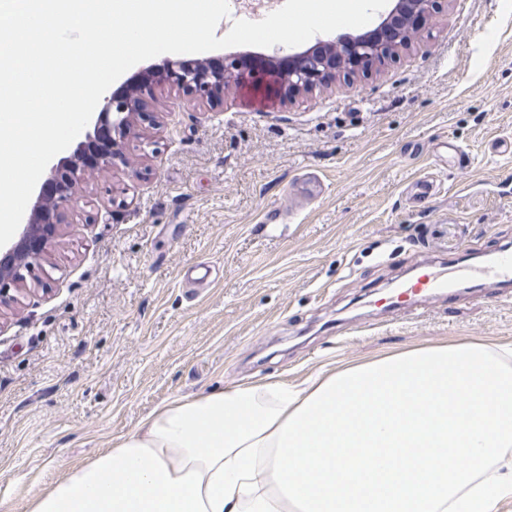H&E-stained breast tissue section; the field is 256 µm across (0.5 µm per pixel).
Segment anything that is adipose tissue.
I'll return each mask as SVG.
<instances>
[{
  "instance_id": "ef3b65f1",
  "label": "adipose tissue",
  "mask_w": 512,
  "mask_h": 512,
  "mask_svg": "<svg viewBox=\"0 0 512 512\" xmlns=\"http://www.w3.org/2000/svg\"><path fill=\"white\" fill-rule=\"evenodd\" d=\"M511 447L512 348L428 346L163 402L28 512H495Z\"/></svg>"
}]
</instances>
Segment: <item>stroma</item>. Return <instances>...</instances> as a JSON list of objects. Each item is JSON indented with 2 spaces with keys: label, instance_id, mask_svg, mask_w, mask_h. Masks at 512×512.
Returning <instances> with one entry per match:
<instances>
[{
  "label": "stroma",
  "instance_id": "obj_1",
  "mask_svg": "<svg viewBox=\"0 0 512 512\" xmlns=\"http://www.w3.org/2000/svg\"><path fill=\"white\" fill-rule=\"evenodd\" d=\"M148 101L0 309V512L175 397L512 343L511 287L376 304L409 270L512 247L506 0H439L395 59L290 101L232 86L212 108L168 85Z\"/></svg>",
  "mask_w": 512,
  "mask_h": 512
}]
</instances>
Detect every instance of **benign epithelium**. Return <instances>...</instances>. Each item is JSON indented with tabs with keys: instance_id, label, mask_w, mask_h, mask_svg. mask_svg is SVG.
I'll use <instances>...</instances> for the list:
<instances>
[{
	"instance_id": "1",
	"label": "benign epithelium",
	"mask_w": 512,
	"mask_h": 512,
	"mask_svg": "<svg viewBox=\"0 0 512 512\" xmlns=\"http://www.w3.org/2000/svg\"><path fill=\"white\" fill-rule=\"evenodd\" d=\"M438 0H396L391 15L377 28L358 35H340L327 41L326 51L304 50L284 59L274 56L258 58L255 66L241 70V64L215 68L204 58L194 69H186L179 60L167 59L145 71L156 82H172L215 105L224 92V82L249 87L256 92L277 94L283 86L292 92L311 91L327 86L339 75L351 76L356 65L369 67L392 59L409 44L414 34L433 15ZM147 111L138 86L131 84L120 99L104 96L100 109L93 113L85 140L77 143L70 156L50 168L47 183L56 186L52 200L38 193L30 213L23 216L17 239L0 253V305L13 300L10 286L23 282L22 271H32L41 263L51 239L58 235L59 225L51 223L50 213L71 198L75 176L91 175L107 168L112 158L121 153L124 140L135 127V117Z\"/></svg>"
}]
</instances>
